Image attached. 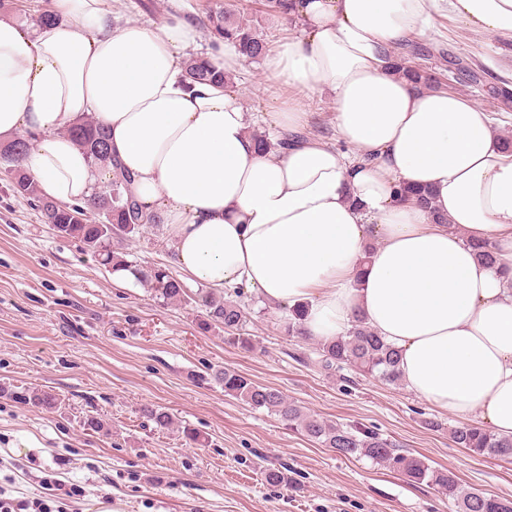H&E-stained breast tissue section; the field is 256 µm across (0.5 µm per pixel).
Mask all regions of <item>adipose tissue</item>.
I'll return each mask as SVG.
<instances>
[{"mask_svg":"<svg viewBox=\"0 0 512 512\" xmlns=\"http://www.w3.org/2000/svg\"><path fill=\"white\" fill-rule=\"evenodd\" d=\"M168 3L159 25H113L105 0H59L60 20L31 29L0 18V142L35 134L23 166L42 195L80 203L111 178L65 133L95 116L192 280L304 304L320 342L363 319L409 391L512 437V153L477 102L414 88L387 59L442 10L510 45L512 0H292L298 33L265 67L334 97L349 156L306 134L298 103L275 115L285 146L255 150L254 116L186 79L203 32L188 0ZM405 185L428 188L432 208Z\"/></svg>","mask_w":512,"mask_h":512,"instance_id":"ef3b65f1","label":"adipose tissue"}]
</instances>
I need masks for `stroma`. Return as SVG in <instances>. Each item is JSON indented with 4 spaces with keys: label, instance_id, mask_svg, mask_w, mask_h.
I'll use <instances>...</instances> for the list:
<instances>
[{
    "label": "stroma",
    "instance_id": "1",
    "mask_svg": "<svg viewBox=\"0 0 512 512\" xmlns=\"http://www.w3.org/2000/svg\"><path fill=\"white\" fill-rule=\"evenodd\" d=\"M415 41L431 50L433 66L447 68L446 52L482 65L480 84L461 79L456 88L499 113L512 140V101L494 93L512 72L486 64L511 58L512 46L443 12ZM234 96L272 139L280 137L273 112L297 101L310 114V136L349 150L336 133L334 99L268 76L262 62H244ZM121 248L142 267L178 269L165 227L145 225ZM241 304L250 352L226 344L223 329H201L195 305L166 304L145 284L115 281L81 243L44 224L0 170V386L60 399L42 410L0 397V487L18 500L80 487L66 512H459L440 490L367 458L338 457L278 415L225 395L212 373L231 367L308 414L377 429L454 470L470 491L512 498V459L457 447L449 434L456 415L352 367L326 370L315 341L288 334L287 309L251 289ZM147 406L168 411L173 426L155 429ZM91 417L98 429L87 426ZM186 426L205 445L186 439ZM279 466L288 484L263 483L262 471Z\"/></svg>",
    "mask_w": 512,
    "mask_h": 512
}]
</instances>
